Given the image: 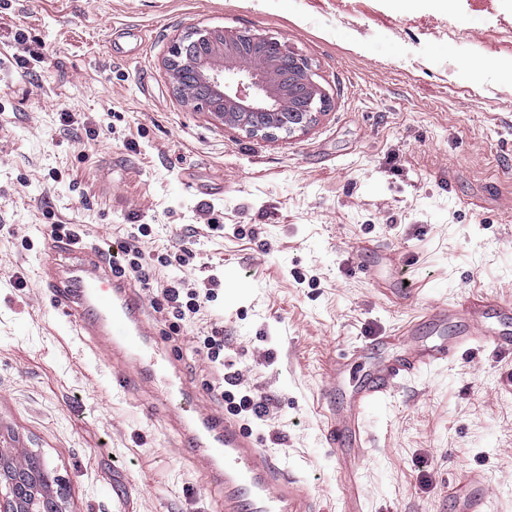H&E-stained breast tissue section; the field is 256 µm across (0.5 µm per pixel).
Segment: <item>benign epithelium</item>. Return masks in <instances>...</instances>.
Wrapping results in <instances>:
<instances>
[{"label":"benign epithelium","mask_w":512,"mask_h":512,"mask_svg":"<svg viewBox=\"0 0 512 512\" xmlns=\"http://www.w3.org/2000/svg\"><path fill=\"white\" fill-rule=\"evenodd\" d=\"M217 57L232 66H202ZM165 66L188 100L254 136L305 132L325 102L306 58L249 32H191L174 42ZM30 458L36 455L0 453V512H62L63 486L43 461L29 469Z\"/></svg>","instance_id":"obj_1"}]
</instances>
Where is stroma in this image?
Here are the masks:
<instances>
[{
	"label": "stroma",
	"instance_id": "obj_1",
	"mask_svg": "<svg viewBox=\"0 0 512 512\" xmlns=\"http://www.w3.org/2000/svg\"><path fill=\"white\" fill-rule=\"evenodd\" d=\"M198 28L306 57L315 124L254 137L188 102L165 60ZM509 60L512 0H0V445L38 452L65 512H210L217 489L159 416L178 401L136 407L36 284L51 225H83L99 251L143 224L171 249L195 242L191 278L219 280L180 332L146 308L200 404L220 408L226 372L261 391L269 413L248 430L311 512H349L319 408L338 356L424 304L512 298ZM209 222L223 234L191 239ZM400 280L414 296L396 302ZM214 322L220 368L197 349ZM364 421L370 448L346 462L364 512H457L474 477L512 512V354L403 381Z\"/></svg>",
	"mask_w": 512,
	"mask_h": 512
}]
</instances>
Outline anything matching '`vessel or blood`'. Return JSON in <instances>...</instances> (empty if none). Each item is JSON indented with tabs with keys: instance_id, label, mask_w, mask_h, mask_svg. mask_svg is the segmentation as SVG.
<instances>
[{
	"instance_id": "1",
	"label": "vessel or blood",
	"mask_w": 512,
	"mask_h": 512,
	"mask_svg": "<svg viewBox=\"0 0 512 512\" xmlns=\"http://www.w3.org/2000/svg\"><path fill=\"white\" fill-rule=\"evenodd\" d=\"M69 245L52 241L49 259L40 267L45 287L73 320L78 335L103 344L112 360V377L126 392L139 393L166 379L186 406L171 417L183 448L204 463L211 482L221 490L214 512H309L302 482L278 466L235 417L202 410L178 359L161 354L143 299L131 283L113 276L101 257L67 265ZM499 354L512 353V301L474 296L453 337L433 345L414 344L396 357L378 362L352 392H344L341 371H333L327 388L335 403L326 406L323 431L337 455L363 454L369 439L361 429L367 407L388 397L399 381L436 365L457 360L471 340Z\"/></svg>"
}]
</instances>
